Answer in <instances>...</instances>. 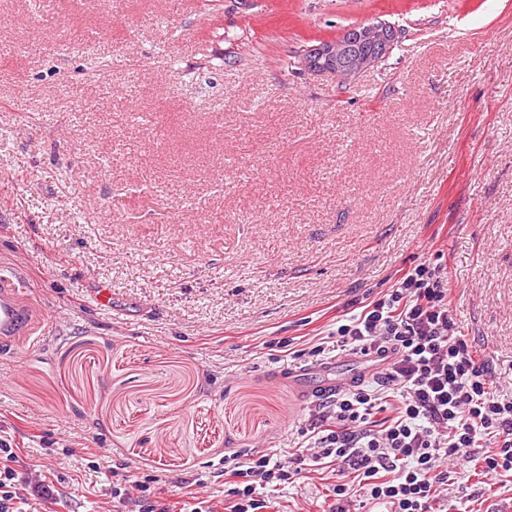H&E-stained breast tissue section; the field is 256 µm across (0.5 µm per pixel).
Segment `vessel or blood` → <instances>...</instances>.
I'll list each match as a JSON object with an SVG mask.
<instances>
[{
	"label": "vessel or blood",
	"mask_w": 512,
	"mask_h": 512,
	"mask_svg": "<svg viewBox=\"0 0 512 512\" xmlns=\"http://www.w3.org/2000/svg\"><path fill=\"white\" fill-rule=\"evenodd\" d=\"M48 317L16 269L0 264V345L8 347L45 333Z\"/></svg>",
	"instance_id": "obj_1"
}]
</instances>
